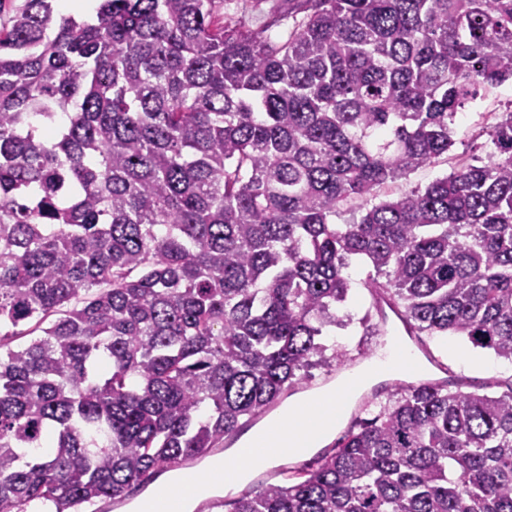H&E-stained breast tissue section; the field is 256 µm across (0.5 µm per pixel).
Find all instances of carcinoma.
I'll list each match as a JSON object with an SVG mask.
<instances>
[{
  "label": "carcinoma",
  "instance_id": "1",
  "mask_svg": "<svg viewBox=\"0 0 512 512\" xmlns=\"http://www.w3.org/2000/svg\"><path fill=\"white\" fill-rule=\"evenodd\" d=\"M53 2L0 25V512L126 499L223 446L341 358L320 336L353 259L408 329L512 362V106L482 165L377 200L512 80V0H286L257 26ZM223 505L512 512V383L399 385Z\"/></svg>",
  "mask_w": 512,
  "mask_h": 512
}]
</instances>
